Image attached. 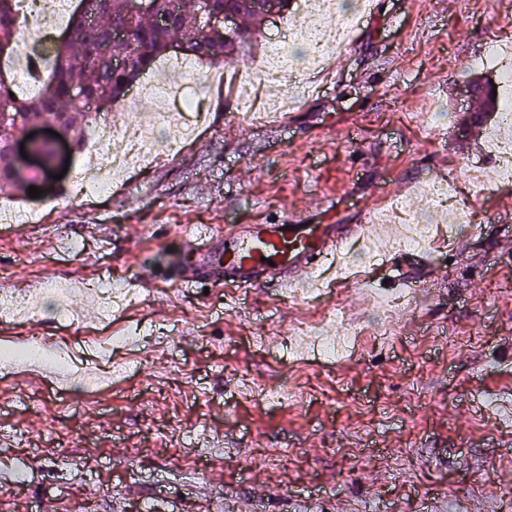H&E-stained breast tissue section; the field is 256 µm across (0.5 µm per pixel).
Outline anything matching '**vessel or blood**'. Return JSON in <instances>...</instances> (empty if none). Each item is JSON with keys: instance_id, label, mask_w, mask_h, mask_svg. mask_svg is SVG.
Instances as JSON below:
<instances>
[{"instance_id": "vessel-or-blood-1", "label": "vessel or blood", "mask_w": 512, "mask_h": 512, "mask_svg": "<svg viewBox=\"0 0 512 512\" xmlns=\"http://www.w3.org/2000/svg\"><path fill=\"white\" fill-rule=\"evenodd\" d=\"M379 225L309 224L296 217L270 224L185 227L182 236L194 255L180 269L177 286L209 283L215 288L282 291L308 286L320 263L342 255L354 238L371 240Z\"/></svg>"}]
</instances>
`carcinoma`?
<instances>
[{
	"label": "carcinoma",
	"instance_id": "obj_1",
	"mask_svg": "<svg viewBox=\"0 0 512 512\" xmlns=\"http://www.w3.org/2000/svg\"><path fill=\"white\" fill-rule=\"evenodd\" d=\"M179 16L171 25H160L146 14L130 13L134 0H80L86 13L94 18L96 27L87 29L72 13L69 24L59 37L50 60L37 79L38 91L31 97L10 95L13 82L0 71V191H23L32 186L17 178L14 161L8 154V145L15 133L37 123L60 126L72 143H81L90 133L91 121L87 108L109 112L115 103L127 95V86L138 81L157 59L168 53L171 41H186L187 54L213 66L235 59L252 48L256 33L262 24L261 15L250 7L251 0H213L217 12L224 10L242 15L245 34L234 40L218 31L206 30L197 25L195 11L187 10L182 0H177ZM14 0H0V58L12 55L18 48L15 39ZM136 27L131 44H118L114 54L133 57L130 68L115 70L109 60L92 55L89 44L102 38L117 22L125 19ZM82 87L85 96L78 103L72 102L73 85ZM475 92L484 100L486 111L497 110L498 101L491 85L475 84Z\"/></svg>",
	"mask_w": 512,
	"mask_h": 512
}]
</instances>
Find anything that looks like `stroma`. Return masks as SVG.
<instances>
[{
    "instance_id": "35a3bbf8",
    "label": "stroma",
    "mask_w": 512,
    "mask_h": 512,
    "mask_svg": "<svg viewBox=\"0 0 512 512\" xmlns=\"http://www.w3.org/2000/svg\"><path fill=\"white\" fill-rule=\"evenodd\" d=\"M506 37L512 0H371L325 72L278 85L296 102L288 129L242 121L235 98L207 93L206 127L177 149L157 131L164 163L132 169L125 190L63 207L21 197L42 221L0 233V285L140 287L105 323L83 293L68 300L79 325L43 298L0 338L125 334L112 359L136 369L95 390L0 372V512H512V432L495 422L512 399V185L465 179L467 165L492 164L496 125H466L476 102L464 90L485 75L469 62ZM445 175L474 223H435L420 252L353 242L347 280L322 271L319 300L163 285L186 256L185 225L356 224L377 187L427 214L417 188ZM357 281L405 301L380 313ZM336 309L364 331L327 361L303 329ZM272 391L287 404L264 401Z\"/></svg>"
}]
</instances>
